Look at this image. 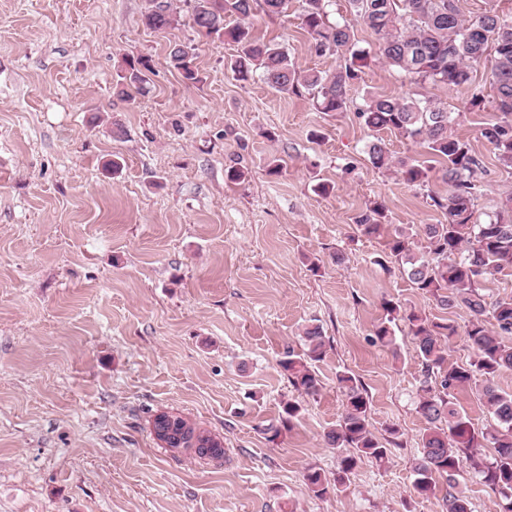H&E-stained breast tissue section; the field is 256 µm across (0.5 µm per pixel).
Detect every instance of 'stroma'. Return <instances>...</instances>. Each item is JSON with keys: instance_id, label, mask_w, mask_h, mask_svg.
I'll return each instance as SVG.
<instances>
[{"instance_id": "1", "label": "stroma", "mask_w": 512, "mask_h": 512, "mask_svg": "<svg viewBox=\"0 0 512 512\" xmlns=\"http://www.w3.org/2000/svg\"><path fill=\"white\" fill-rule=\"evenodd\" d=\"M174 2L178 23L158 32L142 23L147 0H0V512H441L440 496L413 489L425 422L412 337L401 321L394 345L372 341L389 299L459 329L468 320L376 263L395 229L443 220L424 190L372 167L378 135L356 116L368 96H405L409 77L354 23L367 63L347 110L321 112L237 80L235 45L199 35ZM251 22L298 70L335 69L302 28V0ZM173 42L197 46L194 81L168 65ZM137 58L152 67L143 92L117 95ZM423 92L459 113L452 131L480 163L485 220L512 197V169L480 136L495 104L465 113L463 89ZM376 199L384 235H355ZM312 325L326 355L307 396L278 361ZM342 372L368 391L373 432L396 425L399 445L318 497L303 473L336 471L323 434L343 411ZM289 400L302 410L287 426ZM159 411L223 438V457L161 447Z\"/></svg>"}]
</instances>
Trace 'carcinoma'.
I'll list each match as a JSON object with an SVG mask.
<instances>
[{"label": "carcinoma", "mask_w": 512, "mask_h": 512, "mask_svg": "<svg viewBox=\"0 0 512 512\" xmlns=\"http://www.w3.org/2000/svg\"><path fill=\"white\" fill-rule=\"evenodd\" d=\"M193 28L202 36L229 40L237 46L231 70L240 80L254 75L277 92L311 97L322 112L346 110L349 92L360 78L368 51L355 42L347 23L328 18L330 0H303V25L315 52L339 59L330 73L297 70L288 48L253 38L248 20L259 8L267 14L288 12L291 0H188ZM350 12L377 36V56L387 65L426 84H449L467 89L464 107L479 110L485 104L483 90L472 85L471 68L491 50L496 64L490 79L496 112L485 122L480 134L493 149L498 162L512 169V18L488 9L466 20L459 0H347ZM238 22L229 26L226 17ZM176 22L172 0H148L144 25L165 31ZM196 47L174 43L168 62L184 79H196L193 66ZM128 82L116 84L118 93L129 95L128 87L141 85L143 62L131 66ZM357 117L376 132H397L420 144L440 164V178L448 191L428 190L430 206L440 211L445 222L427 224L420 245L414 234L400 231L387 243L386 255L401 263L412 287L434 298L442 310L464 309L469 319L465 336L473 358L465 365L448 362L445 339L456 333L450 322H437L414 312L402 311L399 303H383L385 319L374 331L377 341L393 344L390 324L402 319L409 324L421 365L417 412L427 427L421 435L420 456L414 466V490L422 496L436 492L435 478H446L443 512H471L467 496L457 490V476L469 462L479 480L498 494L501 512H512V393L495 385L504 371H512V298L487 301L477 288L481 277L512 272V198L482 223L474 219L482 196L478 179L479 162L468 141L449 132L456 116L448 107L429 96L411 93L402 98L370 96L358 109ZM367 154L376 169L399 171L405 181L428 186L427 168L418 161L393 156L384 139L375 138ZM385 205L374 201L353 220L364 236L381 233ZM304 348L288 349L278 361L294 387L307 395L319 391L314 364L325 356V336L315 325L305 329ZM337 381L343 411L336 426L324 433L327 446L340 450L334 490L350 480L363 460L382 463L389 459L391 440H380L371 429V401L368 391L354 376L343 373ZM474 391L487 407L493 423L474 427L460 408L457 394ZM490 446V458L480 449ZM308 488L317 496L329 491L322 473L310 468L304 475Z\"/></svg>", "instance_id": "cac0c4a2"}]
</instances>
